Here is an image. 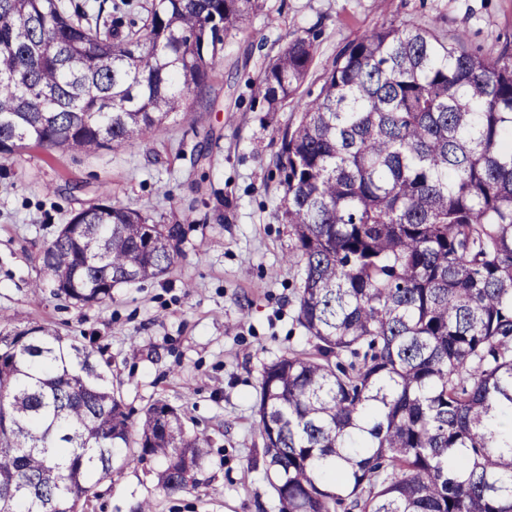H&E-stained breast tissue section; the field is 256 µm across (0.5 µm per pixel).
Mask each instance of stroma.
Instances as JSON below:
<instances>
[{
    "label": "stroma",
    "instance_id": "1",
    "mask_svg": "<svg viewBox=\"0 0 512 512\" xmlns=\"http://www.w3.org/2000/svg\"><path fill=\"white\" fill-rule=\"evenodd\" d=\"M224 41L204 99L190 119L170 117L150 138L94 155L30 147L0 157V312L15 325L54 326L112 363V385L132 421L163 400L210 443L191 491L169 497L163 464L131 463L102 480L88 512H280L256 429L266 364L312 344L297 322V266L282 219L275 166L293 108L253 112L256 81L289 41L314 34L316 52L299 90L311 99L320 76L365 31L437 20L469 49L489 54L512 39V0H260ZM139 210L184 232L169 273L113 288L109 303L77 306L44 291L33 297L40 248L71 215L98 201Z\"/></svg>",
    "mask_w": 512,
    "mask_h": 512
}]
</instances>
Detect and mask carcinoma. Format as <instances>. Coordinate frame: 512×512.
<instances>
[{"label": "carcinoma", "mask_w": 512, "mask_h": 512, "mask_svg": "<svg viewBox=\"0 0 512 512\" xmlns=\"http://www.w3.org/2000/svg\"><path fill=\"white\" fill-rule=\"evenodd\" d=\"M125 6L0 0V155L115 149L190 114L258 0H152L127 31ZM461 43L435 20L374 27L302 101L315 45L297 36L252 85L261 111L299 112L277 166L313 351L266 365L255 404L281 512H512V42ZM180 242L93 204L44 244L31 292L104 303ZM208 444L164 401L133 424L109 362L0 314V512H85L117 448L186 493Z\"/></svg>", "instance_id": "1"}]
</instances>
